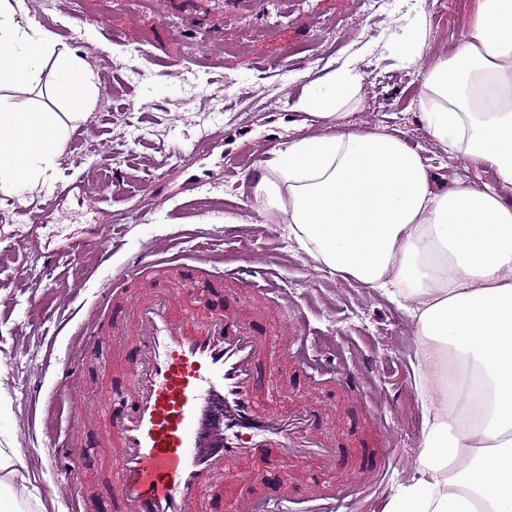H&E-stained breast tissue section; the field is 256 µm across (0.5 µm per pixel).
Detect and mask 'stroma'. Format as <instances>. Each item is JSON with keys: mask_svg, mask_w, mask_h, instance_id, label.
I'll return each instance as SVG.
<instances>
[{"mask_svg": "<svg viewBox=\"0 0 512 512\" xmlns=\"http://www.w3.org/2000/svg\"><path fill=\"white\" fill-rule=\"evenodd\" d=\"M425 8L427 45L410 66L384 48L397 0L378 8L368 0H53L39 20L18 12L21 26L39 23L60 47L86 57L100 91L95 112L72 121L51 183L22 200L0 196V406L8 411L0 448L28 451L23 498L54 499V512H113L105 498L111 468L99 453L108 442L105 425L86 424L71 441L83 455L80 472L56 465L72 402L55 381L64 367H79L87 410L97 405L102 377L121 381L116 362L132 341L113 339L111 313L101 317L99 344L76 356L71 341L98 285L149 248L177 256L219 246L224 279L212 294L224 295L225 313L270 344L259 363V397L285 410L322 406L324 434L351 460L331 473L290 466L302 484H336L327 512H380L414 474L423 401L411 319L386 297L330 274L289 239L286 225L225 223L247 201L242 180L252 170L228 180L219 167L239 147L235 132L260 147L320 133L295 108L305 80L356 55L365 82L348 123L386 130L422 147L428 165L499 189L491 165L462 167L434 144L415 104L421 69L467 34L476 0H426ZM219 129L226 140L194 152L203 135ZM172 147L184 160L169 159ZM189 177L201 184L190 194L181 190ZM58 182L75 184L74 193L29 223L27 211ZM116 183L121 191L109 194ZM107 226L111 259L88 249L70 254L73 241ZM290 341L334 360L336 374L309 381ZM284 369L293 380L278 392L270 378ZM382 448L394 449L393 466L363 488V459Z\"/></svg>", "mask_w": 512, "mask_h": 512, "instance_id": "1", "label": "stroma"}]
</instances>
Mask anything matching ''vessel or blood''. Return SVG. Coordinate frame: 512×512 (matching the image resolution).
<instances>
[{
	"label": "vessel or blood",
	"mask_w": 512,
	"mask_h": 512,
	"mask_svg": "<svg viewBox=\"0 0 512 512\" xmlns=\"http://www.w3.org/2000/svg\"><path fill=\"white\" fill-rule=\"evenodd\" d=\"M192 278L222 279L207 252L192 257ZM114 329L132 327L125 386L99 393L117 452L107 497L117 512H291L285 461L340 466L345 455L319 435L321 413L259 406L257 365L265 346L235 317L185 308L178 293L133 299L112 311ZM261 457L277 480L261 499L224 500L212 483L230 464Z\"/></svg>",
	"instance_id": "b4317fda"
}]
</instances>
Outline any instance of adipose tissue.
<instances>
[{
    "label": "adipose tissue",
    "instance_id": "obj_1",
    "mask_svg": "<svg viewBox=\"0 0 512 512\" xmlns=\"http://www.w3.org/2000/svg\"><path fill=\"white\" fill-rule=\"evenodd\" d=\"M0 0V90L52 68L69 115L97 105L94 71ZM427 18L410 0L390 55L415 62ZM364 82L355 59L310 81L297 107L323 126L274 152L250 178L248 210L286 224L321 266L397 302L415 323L424 414L416 473L382 512H512V0H478L466 37L422 75L418 108L457 164L492 163L502 190L437 174L402 138L353 130ZM69 136L54 112L0 98V194L46 183ZM25 463L0 451V512H26Z\"/></svg>",
    "mask_w": 512,
    "mask_h": 512
}]
</instances>
